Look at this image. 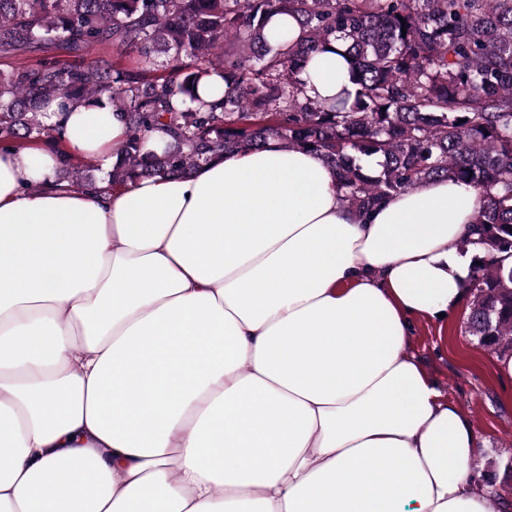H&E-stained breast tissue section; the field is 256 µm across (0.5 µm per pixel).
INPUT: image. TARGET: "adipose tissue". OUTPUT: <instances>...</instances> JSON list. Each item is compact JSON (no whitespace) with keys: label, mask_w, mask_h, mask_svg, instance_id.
<instances>
[{"label":"adipose tissue","mask_w":512,"mask_h":512,"mask_svg":"<svg viewBox=\"0 0 512 512\" xmlns=\"http://www.w3.org/2000/svg\"><path fill=\"white\" fill-rule=\"evenodd\" d=\"M346 72L316 55L310 94ZM47 111L69 156L117 160L108 101ZM57 164L0 146V512H503L410 352L466 297L477 190L358 213L274 141L118 189ZM83 166H78L72 163L71 160L61 164L55 171L56 182L68 183L70 186L83 187L86 185H93L98 181L89 175V168L82 169Z\"/></svg>","instance_id":"ef3b65f1"}]
</instances>
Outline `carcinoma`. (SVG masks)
I'll list each match as a JSON object with an SVG mask.
<instances>
[{
	"mask_svg": "<svg viewBox=\"0 0 512 512\" xmlns=\"http://www.w3.org/2000/svg\"><path fill=\"white\" fill-rule=\"evenodd\" d=\"M335 43L354 90L313 97L301 75ZM98 45L136 65L85 62ZM18 54L42 58L0 69V138L53 139L47 104L105 98L127 129L109 188L277 140L357 212L436 178L477 189L468 333L512 353V0H0V57ZM55 177L96 183L70 161Z\"/></svg>",
	"mask_w": 512,
	"mask_h": 512,
	"instance_id": "obj_1",
	"label": "carcinoma"
}]
</instances>
